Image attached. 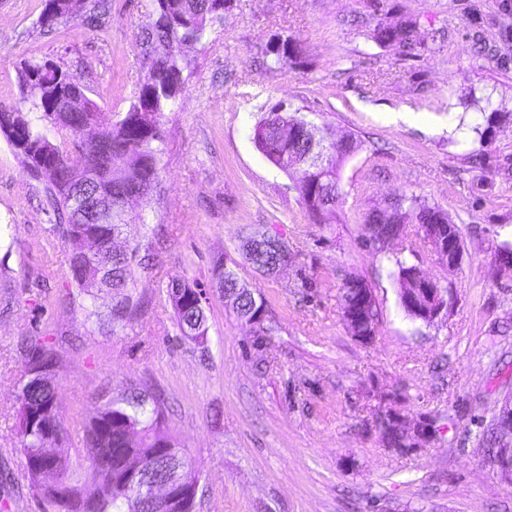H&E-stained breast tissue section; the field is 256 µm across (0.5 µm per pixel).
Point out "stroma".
<instances>
[{
  "instance_id": "obj_1",
  "label": "stroma",
  "mask_w": 512,
  "mask_h": 512,
  "mask_svg": "<svg viewBox=\"0 0 512 512\" xmlns=\"http://www.w3.org/2000/svg\"><path fill=\"white\" fill-rule=\"evenodd\" d=\"M46 0H0V105L20 100L25 62L49 61L127 111L148 66L137 38L151 0H111L101 25L43 30ZM416 21L412 50L377 43L378 24ZM280 40L295 54L274 64ZM185 88L167 113L161 184L145 212L159 241L135 269L139 308L118 335L81 309L67 248L41 180L0 136V512H42L18 452L17 396L38 350L54 349L57 401L71 431L58 452L92 455L81 422L127 385L159 394L170 431L200 469L197 512H512V484L485 460L484 432L512 397V0H234L205 45L183 54ZM306 107L355 149L340 170L332 223L256 149L262 104ZM501 113L487 141L473 130ZM415 194L459 230L448 268L417 225L384 251L367 212ZM277 236L290 261L265 275L240 244ZM402 259L448 298L430 324L402 309L390 275ZM233 269L265 302L258 324L217 292ZM372 289L371 343L346 327V278ZM197 284L204 343L182 339L168 300ZM433 420L418 448L387 447L382 410Z\"/></svg>"
}]
</instances>
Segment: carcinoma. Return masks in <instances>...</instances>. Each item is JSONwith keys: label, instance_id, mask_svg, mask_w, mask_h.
I'll use <instances>...</instances> for the list:
<instances>
[{"label": "carcinoma", "instance_id": "carcinoma-1", "mask_svg": "<svg viewBox=\"0 0 512 512\" xmlns=\"http://www.w3.org/2000/svg\"><path fill=\"white\" fill-rule=\"evenodd\" d=\"M153 21L139 34L138 46L143 58L150 59L152 73L139 84L137 96L123 113L104 112L88 96L92 89H79L89 115L108 124L107 137L97 144L85 142L78 135L67 112L55 109L53 98L64 84L60 67L52 63L26 62L20 72L23 96L20 104L0 107V133L6 137L16 155L22 158L24 168L44 183L59 218L58 230L70 255L73 283L84 300L87 317L96 318L99 326L117 332L130 321L138 309L130 292L135 268L142 266L145 257L141 251L153 248L157 230L147 222L142 212L127 215L122 224H94L88 217L77 214L71 196L83 187V169L77 157L85 156L94 164L99 185L112 195V205L137 193L139 200L148 202L160 184V162L165 152V113L175 111L183 93L182 59L176 53L183 41L207 43L214 27L224 19L225 0H152ZM54 8L45 11L39 19L40 27L53 28L62 22L80 18L88 23L98 21L108 11L109 0H53ZM415 24L399 27L378 25L374 39L378 43L398 42L411 45ZM290 117L298 124L307 122L301 109L281 101L271 106L257 122L253 131L256 149L278 170L288 175L300 201L314 219L324 222L341 195L339 171L348 157L345 141H336V134L325 126H314L313 133L304 129L294 131L282 140L276 130L280 119ZM325 151V161L319 168L305 169L297 157L317 149ZM407 209L414 223L448 226L447 214L417 196L403 195L395 213L384 210L369 212L364 224L380 226L379 239L373 248L386 249L383 238L391 233L393 225L401 223L400 210ZM138 223L144 228L145 243L130 249L115 247V240L126 225ZM94 237L112 252L108 265L83 254L84 240ZM253 269H273L281 260L275 247H263L244 256ZM391 276L400 283V303L414 321H425L406 304V299L420 287L415 272L417 267L402 259L395 260ZM105 282L112 289L114 303L102 316L94 301L99 284ZM237 274L224 270L217 276V288L230 293L232 307L239 319L250 321L264 314V302L242 290ZM367 284L359 279H348L340 288V304L346 313L353 307L360 289ZM199 291L190 284L174 279L168 285L167 296L175 312L181 336L201 343L207 336V316L198 304ZM378 321L377 308L367 311L365 319L354 323L345 320L352 335L365 333ZM56 364L55 354L43 349L38 366L29 367L30 377L18 394L20 403V436L23 466L32 487L44 503L55 512H88L84 503L93 504V512H133L130 494L119 479L123 460L133 457L143 466L155 464L160 450L178 448L180 444L169 433L165 423L164 402L147 387L131 385L116 396L103 401L95 415L82 425L86 443L94 448L88 473L82 476L73 470L69 461L57 455L48 446L46 437L57 440L68 436L65 417L58 405L51 370Z\"/></svg>", "mask_w": 512, "mask_h": 512}]
</instances>
